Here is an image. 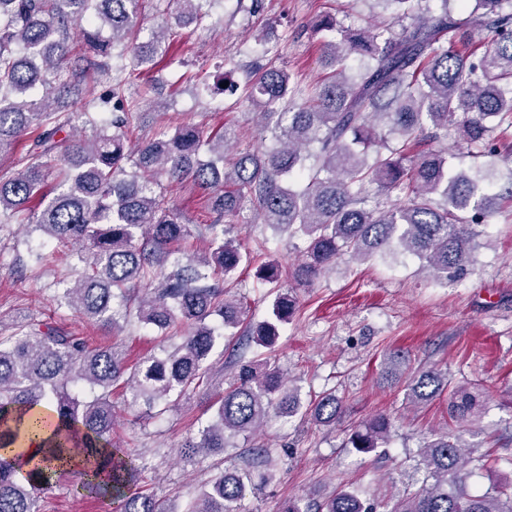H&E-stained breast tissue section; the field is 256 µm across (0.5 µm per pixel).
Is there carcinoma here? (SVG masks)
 Returning <instances> with one entry per match:
<instances>
[{
  "label": "carcinoma",
  "mask_w": 512,
  "mask_h": 512,
  "mask_svg": "<svg viewBox=\"0 0 512 512\" xmlns=\"http://www.w3.org/2000/svg\"><path fill=\"white\" fill-rule=\"evenodd\" d=\"M141 2L0 0V156L23 145L20 170L0 179V227L42 232L40 246L28 251L37 264L54 258L43 251L51 242L72 246L75 277L58 293L60 305L111 327L114 336L135 322L170 340L130 371L118 347H92L47 321L23 319L0 336V512H39V494L66 471L81 476L77 490L111 496L119 512H240L248 473L222 470L189 501L168 508L139 487L142 458L112 438L118 383L132 406L169 408L209 382L216 345L246 314L224 283L253 257L218 221L205 225L204 253L182 252L192 230L155 191L160 178L191 179L208 190L207 208L218 219L253 200L259 223L302 240V261L290 274L302 286L346 255L369 261L392 249L417 257L436 281L458 277L474 263L476 227L488 223L493 206L512 203V186L504 194L486 191L496 167L512 163V142L503 143L512 139V0H439L440 13L425 17L414 12V0H384L400 33L387 37L367 25L324 40L330 72L298 106L288 103L295 89L285 69L252 68L249 97L262 109L260 130L276 145L245 151L235 150L234 129L206 136L192 123L167 139L126 146L136 113L125 109L122 81L106 59L121 45L132 49L136 65L148 66L168 50L166 28L137 43ZM201 2L156 0V7L185 26L202 21ZM75 27L84 52L93 54L83 66L70 64ZM353 54L359 67L349 74L345 61ZM87 82L109 85L90 106L103 112L113 104L112 119L100 125L90 116L91 133L63 137L69 118L52 105ZM450 126L461 148L487 159L484 174L450 173L447 151L434 146ZM53 168L57 183L46 192ZM369 183L384 194L400 190L405 199L369 209ZM35 197L39 207L32 208ZM256 276L276 292L266 318L250 322L247 344L270 351L297 301L282 285L277 261L261 263ZM404 364L403 353H392L386 379L400 381ZM447 389L441 371L423 367L407 379L406 400L425 404ZM484 403L474 388L457 387L449 418L471 424ZM211 407L208 423L179 444L180 460L224 455L229 436L257 434L272 411L333 426L345 410L334 391L303 404L278 366L254 359L236 365ZM390 429L379 414L349 443L371 453ZM35 432L43 438L32 451L25 444ZM256 457L264 479L274 480L280 449L263 445ZM414 461L423 474L415 489L375 501L341 488L312 506L290 499L281 512H512V484L469 492L461 438L435 435Z\"/></svg>",
  "instance_id": "carcinoma-1"
}]
</instances>
